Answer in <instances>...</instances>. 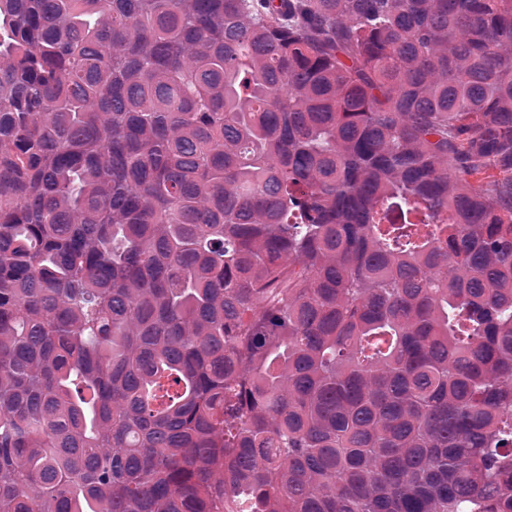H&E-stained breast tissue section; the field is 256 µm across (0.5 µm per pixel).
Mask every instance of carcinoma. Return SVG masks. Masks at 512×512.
<instances>
[{
  "mask_svg": "<svg viewBox=\"0 0 512 512\" xmlns=\"http://www.w3.org/2000/svg\"><path fill=\"white\" fill-rule=\"evenodd\" d=\"M0 512H512V0H0Z\"/></svg>",
  "mask_w": 512,
  "mask_h": 512,
  "instance_id": "obj_1",
  "label": "carcinoma"
}]
</instances>
